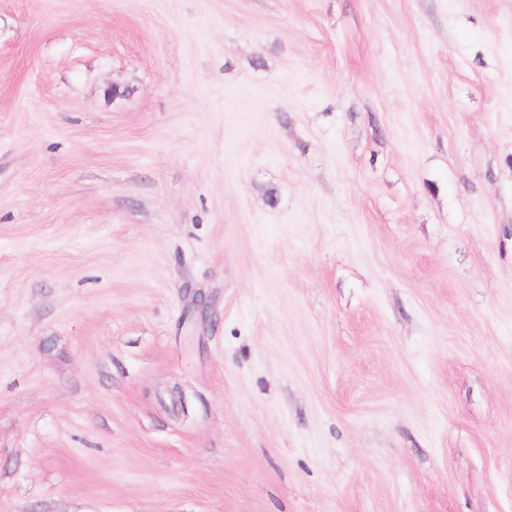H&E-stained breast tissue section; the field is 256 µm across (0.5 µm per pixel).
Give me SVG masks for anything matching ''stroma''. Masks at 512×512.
I'll list each match as a JSON object with an SVG mask.
<instances>
[{
  "instance_id": "stroma-1",
  "label": "stroma",
  "mask_w": 512,
  "mask_h": 512,
  "mask_svg": "<svg viewBox=\"0 0 512 512\" xmlns=\"http://www.w3.org/2000/svg\"><path fill=\"white\" fill-rule=\"evenodd\" d=\"M0 512H512V0H0Z\"/></svg>"
}]
</instances>
